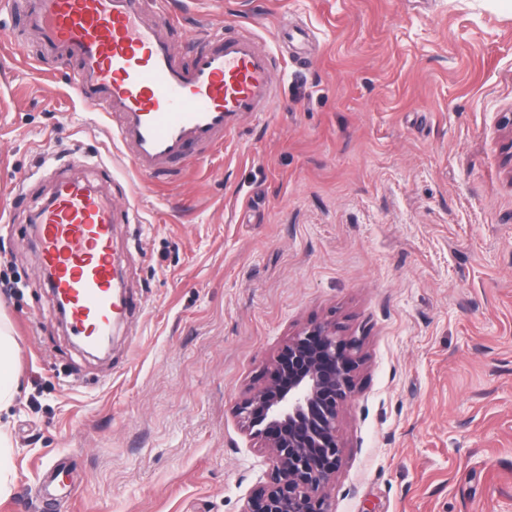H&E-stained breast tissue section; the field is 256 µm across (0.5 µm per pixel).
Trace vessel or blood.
Segmentation results:
<instances>
[{
  "instance_id": "b4317fda",
  "label": "vessel or blood",
  "mask_w": 512,
  "mask_h": 512,
  "mask_svg": "<svg viewBox=\"0 0 512 512\" xmlns=\"http://www.w3.org/2000/svg\"><path fill=\"white\" fill-rule=\"evenodd\" d=\"M147 0H32L26 21L46 50L74 61L70 81L112 117L135 169L159 175L223 145L275 98L272 56L247 34H214L177 59L173 16L146 19ZM111 200L80 181L60 182L33 226L34 244L74 336L94 348L124 313L114 297L120 257Z\"/></svg>"
}]
</instances>
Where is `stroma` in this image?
Listing matches in <instances>:
<instances>
[{"label":"stroma","mask_w":512,"mask_h":512,"mask_svg":"<svg viewBox=\"0 0 512 512\" xmlns=\"http://www.w3.org/2000/svg\"><path fill=\"white\" fill-rule=\"evenodd\" d=\"M180 61L254 34L276 99L170 176L134 170L73 63L0 9V291L20 393L0 512H242L271 468L235 414L289 334L360 338L333 512H512V12L491 0H165ZM119 212L107 358L30 237L56 184ZM67 461L74 498L35 490Z\"/></svg>","instance_id":"stroma-1"}]
</instances>
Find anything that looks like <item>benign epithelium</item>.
<instances>
[{"label":"benign epithelium","mask_w":512,"mask_h":512,"mask_svg":"<svg viewBox=\"0 0 512 512\" xmlns=\"http://www.w3.org/2000/svg\"><path fill=\"white\" fill-rule=\"evenodd\" d=\"M360 342L330 321H311L283 346L270 383L236 406L244 429L271 452L268 480L242 512H332L325 489L339 470L341 411L357 382Z\"/></svg>","instance_id":"benign-epithelium-1"}]
</instances>
